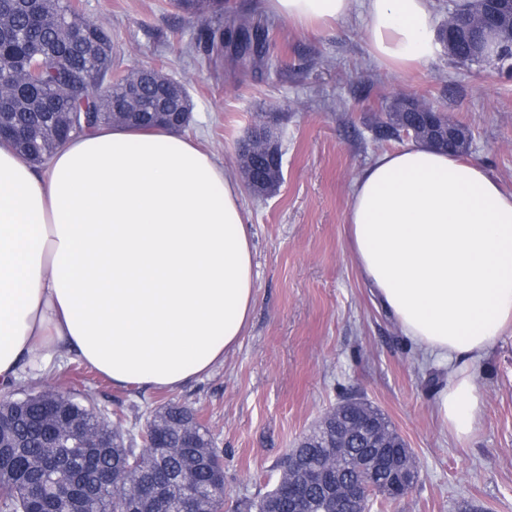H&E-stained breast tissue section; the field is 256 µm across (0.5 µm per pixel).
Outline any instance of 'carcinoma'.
Masks as SVG:
<instances>
[{"instance_id": "cac0c4a2", "label": "carcinoma", "mask_w": 512, "mask_h": 512, "mask_svg": "<svg viewBox=\"0 0 512 512\" xmlns=\"http://www.w3.org/2000/svg\"><path fill=\"white\" fill-rule=\"evenodd\" d=\"M186 14L207 24V13L218 0H175ZM504 33L485 56L471 50L467 34L449 51L458 64L471 65L494 58H512V0H502ZM6 24L0 26V111L11 113L14 139L29 160L42 164L58 144L70 137L58 129L47 137H32L36 129H49L51 112H73L80 131L112 122V112L132 111L129 125L153 129L152 112L160 96L157 84L139 82L138 72L120 71L113 65V45L100 38L104 29L83 18L73 0H0ZM270 28L235 15L218 28H206L205 45L230 53L241 69L262 64L269 56ZM136 87L130 97V86ZM413 98L399 99L388 112L395 131L418 121L422 139L441 150L460 152L469 147L462 130L442 114L429 117L416 109ZM274 158L263 151L241 156V169L252 192L271 194L282 181ZM367 420L387 432L391 448L408 449L407 443L385 414L365 402L343 409L344 424ZM115 430L110 448H87L85 442L100 430ZM0 429L8 447H0V512H62L60 489L76 512H134L143 507L128 486L110 483L109 472L128 470L156 494L157 512H178L176 505L197 499L209 509L224 507V454L209 438L196 410L166 403L145 417L144 424L124 426L96 410L86 398L55 391H32L0 403ZM327 430L315 427L278 462L280 478L257 499L240 500L236 512H288L284 482L299 478L314 467L328 469L331 481L307 488L308 512H328V498L336 494V480L356 475L365 454L351 443L341 458L324 446Z\"/></svg>"}]
</instances>
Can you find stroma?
<instances>
[{"mask_svg":"<svg viewBox=\"0 0 512 512\" xmlns=\"http://www.w3.org/2000/svg\"><path fill=\"white\" fill-rule=\"evenodd\" d=\"M84 18L112 35L114 64L156 66L186 81L193 120L186 137L238 175L237 152L257 115L274 114L283 153L275 193L243 190L254 244L256 304L239 346L222 364L175 391L113 387L76 356L27 373L25 389L89 396L107 415L146 416L168 401L197 409L224 450V512L272 488L278 461L324 413L349 396L380 408L412 448L416 488L371 512H512V327L476 367L484 406L466 440L434 407L444 370L427 362L363 284L347 240L354 177L377 155L402 148L385 137L390 105L424 100L466 127V159L512 191V70L462 67L447 50L405 74L378 65L365 38V10L304 27L263 0H227L228 12L270 26L275 45L257 71L213 63L201 25L172 0H76Z\"/></svg>","mask_w":512,"mask_h":512,"instance_id":"stroma-1","label":"stroma"}]
</instances>
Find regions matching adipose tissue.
<instances>
[{"instance_id": "obj_1", "label": "adipose tissue", "mask_w": 512, "mask_h": 512, "mask_svg": "<svg viewBox=\"0 0 512 512\" xmlns=\"http://www.w3.org/2000/svg\"><path fill=\"white\" fill-rule=\"evenodd\" d=\"M305 25L351 0H265ZM376 62L404 70L440 44L429 0H366ZM364 284L435 366L436 410L472 435V364L512 324V193L479 164L412 142L356 176L346 217ZM256 280L240 185L194 140L103 126L38 170L0 141V394L72 353L114 386L175 390L234 350Z\"/></svg>"}]
</instances>
